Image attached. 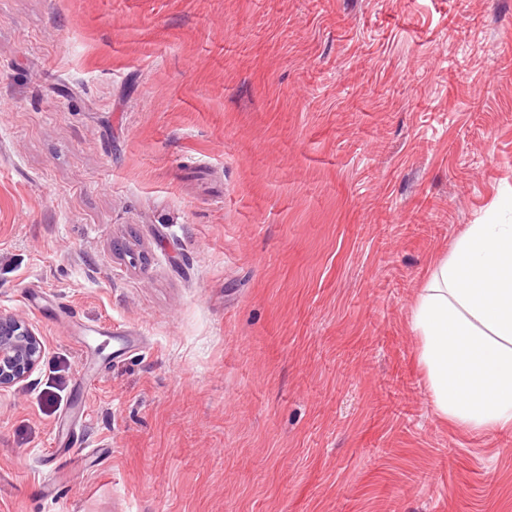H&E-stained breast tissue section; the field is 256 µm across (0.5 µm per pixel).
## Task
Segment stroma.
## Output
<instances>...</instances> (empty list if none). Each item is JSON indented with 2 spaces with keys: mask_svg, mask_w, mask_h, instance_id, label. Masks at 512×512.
<instances>
[{
  "mask_svg": "<svg viewBox=\"0 0 512 512\" xmlns=\"http://www.w3.org/2000/svg\"><path fill=\"white\" fill-rule=\"evenodd\" d=\"M491 220L512 0H0V512H512L411 328ZM43 354L42 341L24 320L0 316V388L28 378Z\"/></svg>",
  "mask_w": 512,
  "mask_h": 512,
  "instance_id": "obj_1",
  "label": "stroma"
}]
</instances>
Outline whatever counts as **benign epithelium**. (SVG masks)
<instances>
[{
  "label": "benign epithelium",
  "instance_id": "obj_1",
  "mask_svg": "<svg viewBox=\"0 0 512 512\" xmlns=\"http://www.w3.org/2000/svg\"><path fill=\"white\" fill-rule=\"evenodd\" d=\"M43 354L42 341L25 321L0 316V388L28 378Z\"/></svg>",
  "mask_w": 512,
  "mask_h": 512
}]
</instances>
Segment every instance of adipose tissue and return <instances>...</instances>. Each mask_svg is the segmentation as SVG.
Segmentation results:
<instances>
[{"label": "adipose tissue", "mask_w": 512, "mask_h": 512, "mask_svg": "<svg viewBox=\"0 0 512 512\" xmlns=\"http://www.w3.org/2000/svg\"><path fill=\"white\" fill-rule=\"evenodd\" d=\"M411 325L438 416L512 430V224L469 225L421 289Z\"/></svg>", "instance_id": "obj_1"}]
</instances>
